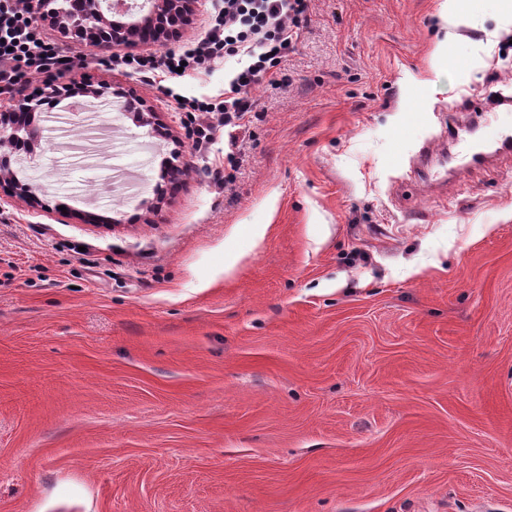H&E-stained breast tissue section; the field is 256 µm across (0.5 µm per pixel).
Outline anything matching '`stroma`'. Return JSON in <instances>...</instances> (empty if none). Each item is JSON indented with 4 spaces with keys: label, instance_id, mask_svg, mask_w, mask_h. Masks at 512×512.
<instances>
[{
    "label": "stroma",
    "instance_id": "stroma-1",
    "mask_svg": "<svg viewBox=\"0 0 512 512\" xmlns=\"http://www.w3.org/2000/svg\"><path fill=\"white\" fill-rule=\"evenodd\" d=\"M442 3L310 0L237 143L209 114L200 146L175 97L223 99L237 60L113 61L204 37L219 0L164 49L39 24L55 80L159 122L65 99L9 153L39 203L0 185V512H512V152L414 175L512 122V25Z\"/></svg>",
    "mask_w": 512,
    "mask_h": 512
}]
</instances>
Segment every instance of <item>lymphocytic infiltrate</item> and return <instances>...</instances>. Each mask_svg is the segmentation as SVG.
Segmentation results:
<instances>
[{
  "instance_id": "1",
  "label": "lymphocytic infiltrate",
  "mask_w": 512,
  "mask_h": 512,
  "mask_svg": "<svg viewBox=\"0 0 512 512\" xmlns=\"http://www.w3.org/2000/svg\"><path fill=\"white\" fill-rule=\"evenodd\" d=\"M308 0H223L209 34L191 42L180 55L139 60L149 74H175L177 69L205 70L240 55L249 64L236 71L222 101L181 102L187 112L218 113L225 125L236 126L251 110L249 90L275 82V66L287 58L301 36ZM54 48L37 32L27 0H0V90L18 84L28 73L50 72L58 63Z\"/></svg>"
}]
</instances>
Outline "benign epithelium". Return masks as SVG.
<instances>
[{"label": "benign epithelium", "instance_id": "benign-epithelium-1", "mask_svg": "<svg viewBox=\"0 0 512 512\" xmlns=\"http://www.w3.org/2000/svg\"><path fill=\"white\" fill-rule=\"evenodd\" d=\"M110 2L30 0L28 6L62 37L106 52L116 46L167 45L193 19L198 0H144L136 12L117 9ZM67 88L66 82H49L40 93L16 100L12 108L0 113V141L35 151L41 142L38 112L45 102L65 95Z\"/></svg>", "mask_w": 512, "mask_h": 512}]
</instances>
